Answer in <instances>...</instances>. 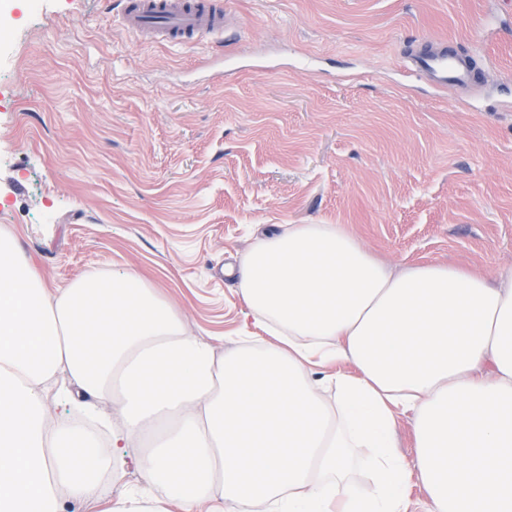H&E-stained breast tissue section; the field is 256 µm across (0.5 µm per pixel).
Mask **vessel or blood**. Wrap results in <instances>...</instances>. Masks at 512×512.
Masks as SVG:
<instances>
[{"label": "vessel or blood", "instance_id": "1", "mask_svg": "<svg viewBox=\"0 0 512 512\" xmlns=\"http://www.w3.org/2000/svg\"><path fill=\"white\" fill-rule=\"evenodd\" d=\"M117 17L126 32L170 46L220 43L237 28L226 0H119ZM404 62L439 88H466L474 80L469 60L449 57L439 38L425 41Z\"/></svg>", "mask_w": 512, "mask_h": 512}]
</instances>
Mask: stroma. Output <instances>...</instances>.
<instances>
[{
  "instance_id": "35a3bbf8",
  "label": "stroma",
  "mask_w": 512,
  "mask_h": 512,
  "mask_svg": "<svg viewBox=\"0 0 512 512\" xmlns=\"http://www.w3.org/2000/svg\"><path fill=\"white\" fill-rule=\"evenodd\" d=\"M230 3L218 55L98 0H0V233L49 290L135 270L221 352L260 333L231 270L277 224L345 225L397 269L512 268V0ZM429 36L478 91L405 69Z\"/></svg>"
}]
</instances>
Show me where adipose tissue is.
I'll return each instance as SVG.
<instances>
[{
	"mask_svg": "<svg viewBox=\"0 0 512 512\" xmlns=\"http://www.w3.org/2000/svg\"><path fill=\"white\" fill-rule=\"evenodd\" d=\"M238 279L271 339L219 354L137 272L54 293L1 235L0 512L104 500L131 463L106 512H409L413 484L422 512H512V272H396L345 225L280 224ZM66 381L98 428L49 416Z\"/></svg>",
	"mask_w": 512,
	"mask_h": 512,
	"instance_id": "adipose-tissue-1",
	"label": "adipose tissue"
}]
</instances>
